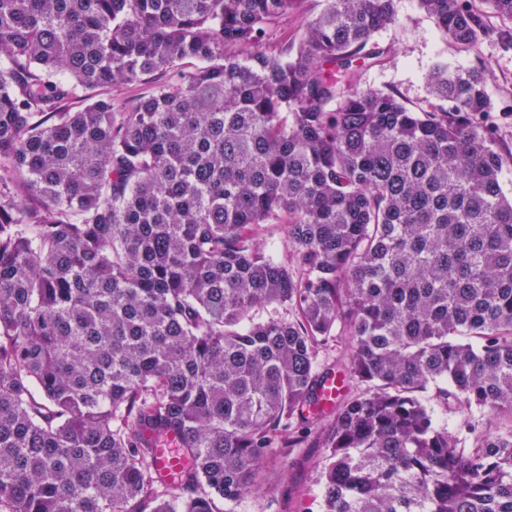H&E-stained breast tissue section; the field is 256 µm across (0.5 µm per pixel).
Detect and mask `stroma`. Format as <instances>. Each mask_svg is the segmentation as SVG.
I'll return each mask as SVG.
<instances>
[{
	"label": "stroma",
	"instance_id": "35a3bbf8",
	"mask_svg": "<svg viewBox=\"0 0 512 512\" xmlns=\"http://www.w3.org/2000/svg\"><path fill=\"white\" fill-rule=\"evenodd\" d=\"M324 7V0H304L295 13L273 21L263 44L265 52H277L282 45L299 39L306 24ZM395 24L374 37L391 53L383 65L363 70V90H390L409 108L428 107L434 98L428 75L433 65L447 61L452 69L465 72L484 68L487 90L494 105L512 98V50L496 38L481 41L476 49L464 51L447 41L418 0H396ZM324 448L314 437L294 448H279L263 465L259 488L241 498L234 512H318L319 465Z\"/></svg>",
	"mask_w": 512,
	"mask_h": 512
}]
</instances>
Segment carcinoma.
Returning <instances> with one entry per match:
<instances>
[{"label": "carcinoma", "instance_id": "carcinoma-1", "mask_svg": "<svg viewBox=\"0 0 512 512\" xmlns=\"http://www.w3.org/2000/svg\"><path fill=\"white\" fill-rule=\"evenodd\" d=\"M302 2L0 0L5 512H218L321 423L331 374L359 392L318 431L321 512H512V196L485 73L436 63L429 111L359 89L394 0H326L264 53ZM420 5L461 49L490 35L474 0ZM282 224L287 260L259 240ZM335 334L349 353L323 367ZM170 443L187 464L165 482ZM324 3V0H305L298 12L273 21L268 27L263 51L273 54L285 43L299 39L305 31L306 23L324 8ZM154 78V83L149 84H131L120 85L112 88V98L117 102L131 101L137 98L141 93L146 92L152 86L160 83L174 84L176 78L172 74L157 75Z\"/></svg>", "mask_w": 512, "mask_h": 512}]
</instances>
